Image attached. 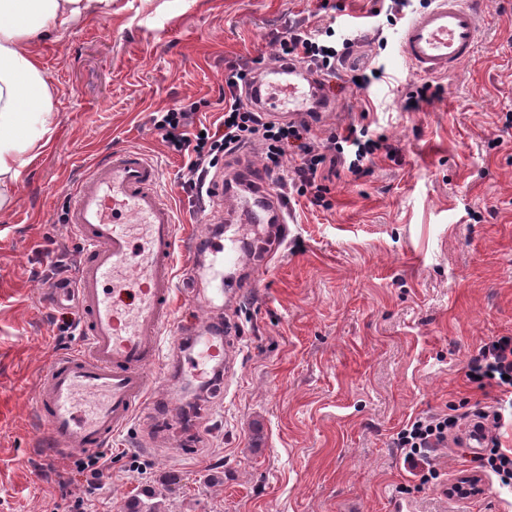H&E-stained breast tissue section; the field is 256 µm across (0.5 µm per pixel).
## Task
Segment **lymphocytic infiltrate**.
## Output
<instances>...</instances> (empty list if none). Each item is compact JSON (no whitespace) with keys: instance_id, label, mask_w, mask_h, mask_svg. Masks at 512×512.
<instances>
[{"instance_id":"f902f5d3","label":"lymphocytic infiltrate","mask_w":512,"mask_h":512,"mask_svg":"<svg viewBox=\"0 0 512 512\" xmlns=\"http://www.w3.org/2000/svg\"><path fill=\"white\" fill-rule=\"evenodd\" d=\"M361 40L360 26L346 29L341 43L324 40L321 30L290 28L277 38L275 59L283 64L313 68L322 81L334 77L337 69L354 53ZM253 62L230 64L224 73V115L215 130L195 121L198 103L179 104L153 113L151 121L168 147L186 156L187 191L202 192L217 154L232 155L258 144L265 152L267 171L278 169L288 155L300 162L293 170V182L301 195L312 202L326 200L323 171L336 165L359 172L369 156L385 150L384 136L369 137L366 129L349 126L341 138L319 139L307 121L288 122L254 108L250 91L254 80ZM469 382L480 389H494L512 395V336H497L480 346L469 363ZM459 426L458 415L440 411L409 420L393 437L410 475L420 483L438 476L435 453L447 447L448 437Z\"/></svg>"}]
</instances>
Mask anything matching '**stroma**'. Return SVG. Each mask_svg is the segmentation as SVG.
Returning <instances> with one entry per match:
<instances>
[{
	"instance_id": "35a3bbf8",
	"label": "stroma",
	"mask_w": 512,
	"mask_h": 512,
	"mask_svg": "<svg viewBox=\"0 0 512 512\" xmlns=\"http://www.w3.org/2000/svg\"><path fill=\"white\" fill-rule=\"evenodd\" d=\"M477 2L474 56L415 112L401 105L424 78L399 59L395 34L435 0L392 20L370 17L373 0H112L35 44L57 117L0 210V512H70L77 495L86 512H124L142 490L161 512H512V490L493 476L477 495L443 494L476 467L464 445L440 451V487L401 494L413 478L392 446L410 417L492 402L468 364L483 342L512 336V0ZM361 16L367 38L350 63L383 62L392 81L360 91L338 74L315 130L365 126L390 154L330 177L332 208L289 193L284 240L252 265L213 268L211 241L238 227L224 222L225 198L183 191L184 160L152 113L198 101L212 123L225 62L272 60L271 34L287 24L341 32ZM116 147L159 167L178 238L197 241L175 258V315L228 325L230 360L197 375L186 341L152 366L153 393L113 437L112 466L90 493L79 456L35 444L46 366L81 344L60 334L41 291L51 262L83 253L69 193ZM241 280L255 286L239 297Z\"/></svg>"
}]
</instances>
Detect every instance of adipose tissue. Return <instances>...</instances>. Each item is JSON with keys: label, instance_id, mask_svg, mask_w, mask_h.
<instances>
[{"label": "adipose tissue", "instance_id": "1", "mask_svg": "<svg viewBox=\"0 0 512 512\" xmlns=\"http://www.w3.org/2000/svg\"><path fill=\"white\" fill-rule=\"evenodd\" d=\"M111 0H0V209L22 168L49 145L55 90L33 42L62 36Z\"/></svg>", "mask_w": 512, "mask_h": 512}]
</instances>
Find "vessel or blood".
<instances>
[{
  "label": "vessel or blood",
  "mask_w": 512,
  "mask_h": 512,
  "mask_svg": "<svg viewBox=\"0 0 512 512\" xmlns=\"http://www.w3.org/2000/svg\"><path fill=\"white\" fill-rule=\"evenodd\" d=\"M478 31L472 0H437L401 29L400 54L421 75L442 74L472 56ZM284 73L292 81L270 110L288 120L308 117L303 67L264 69L268 77ZM235 181L257 223L287 224L285 202L259 167L242 164ZM67 221L87 246L75 289L83 343L50 360L35 407L46 425L39 446L74 454L102 447L129 423L148 395L147 369L161 358L165 330L181 336L185 328L173 318L175 214L155 163L136 150H113L72 191Z\"/></svg>",
  "instance_id": "vessel-or-blood-1"
}]
</instances>
